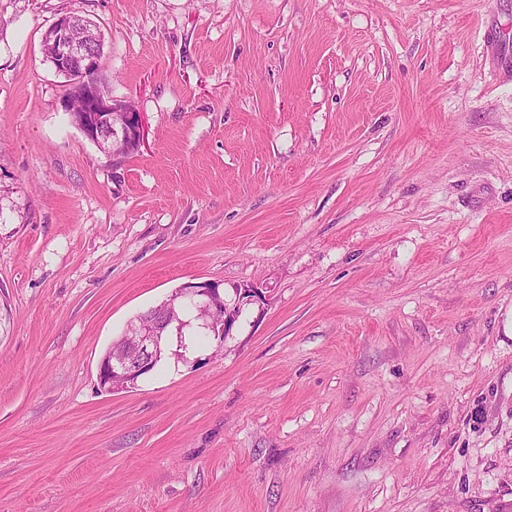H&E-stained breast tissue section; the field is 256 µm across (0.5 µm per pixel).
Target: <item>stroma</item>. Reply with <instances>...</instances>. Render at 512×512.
Here are the masks:
<instances>
[{"instance_id": "35a3bbf8", "label": "stroma", "mask_w": 512, "mask_h": 512, "mask_svg": "<svg viewBox=\"0 0 512 512\" xmlns=\"http://www.w3.org/2000/svg\"><path fill=\"white\" fill-rule=\"evenodd\" d=\"M63 14L143 138L104 153ZM512 0H0V512L512 505ZM238 301L133 388L103 355ZM75 22V16L62 15L45 36L50 62L72 85L62 107L70 118L73 112L86 113L85 127H79L71 118L72 123L105 153L118 156L129 144L140 143L142 123L131 105L112 100L97 84L95 75L102 58L101 35L91 32L87 39H79L74 35ZM212 288L215 287L206 284L185 286L179 288L164 304L169 308H174V304H176L180 298L193 303L197 311L196 320L198 321V326L210 330L214 335H219L222 339L229 321L236 318V311L238 309L240 310V307L236 304L233 308H230L225 301L219 300L216 297L215 289ZM217 306L224 308V324L219 328L216 327L217 321L214 319L213 315V309ZM211 332L198 330L193 336H211L209 335H213Z\"/></svg>"}]
</instances>
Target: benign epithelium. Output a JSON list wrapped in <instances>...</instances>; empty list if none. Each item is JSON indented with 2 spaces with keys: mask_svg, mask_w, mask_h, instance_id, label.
Returning a JSON list of instances; mask_svg holds the SVG:
<instances>
[{
  "mask_svg": "<svg viewBox=\"0 0 512 512\" xmlns=\"http://www.w3.org/2000/svg\"><path fill=\"white\" fill-rule=\"evenodd\" d=\"M75 17L60 16L47 31L45 41L55 70L68 77L72 90L63 102L67 114L83 112L86 125L83 134L108 154L118 156L128 145L142 136V123L137 112L125 101L105 94L95 75L102 58V39L90 34L86 39L74 35ZM183 298L194 304L198 326L224 336L227 323L236 318L239 306L229 307L216 297L210 285L185 286L171 295L165 305L172 308ZM168 322L149 317L128 323L122 334L125 349L111 352L103 358L99 381L107 391L125 389L137 382L142 373L162 358L167 337L163 336Z\"/></svg>",
  "mask_w": 512,
  "mask_h": 512,
  "instance_id": "benign-epithelium-1",
  "label": "benign epithelium"
}]
</instances>
